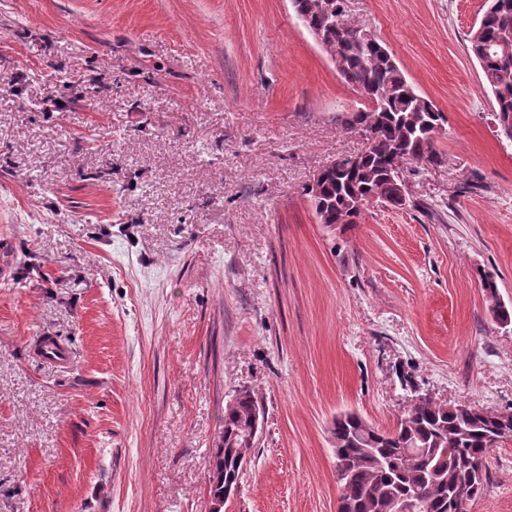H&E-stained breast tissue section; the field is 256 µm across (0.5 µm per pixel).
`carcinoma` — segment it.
<instances>
[{"instance_id": "cac0c4a2", "label": "carcinoma", "mask_w": 512, "mask_h": 512, "mask_svg": "<svg viewBox=\"0 0 512 512\" xmlns=\"http://www.w3.org/2000/svg\"><path fill=\"white\" fill-rule=\"evenodd\" d=\"M345 0H292L296 12L321 24L329 33L326 52L340 63L344 82L365 98L366 105L343 117L344 124L373 137L355 156L341 157L319 173L317 193L310 195L320 224L352 225L374 201L391 202L393 180L401 164L438 167L443 155L435 148L445 117L431 101L416 94L392 54L381 41L362 45L345 20ZM512 35V0H486L480 21L468 33L470 50L480 64L495 99L501 133L512 132V57L503 58L498 43ZM479 287L492 309L512 322V312L499 301L492 274L479 273ZM257 402L242 390L224 409V447H246ZM333 454L346 468L339 484V512H401L412 501L420 512H466L457 491L481 496L488 482L486 460L493 449L512 443V424L499 422L496 411L469 403L423 400L381 429L353 412L333 418L329 429ZM210 471L216 499H224V475L241 479L235 457L214 455Z\"/></svg>"}]
</instances>
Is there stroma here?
Returning <instances> with one entry per match:
<instances>
[{
    "label": "stroma",
    "instance_id": "obj_1",
    "mask_svg": "<svg viewBox=\"0 0 512 512\" xmlns=\"http://www.w3.org/2000/svg\"><path fill=\"white\" fill-rule=\"evenodd\" d=\"M485 0H347L447 122L405 206L317 223L365 101L290 0H0V512H211L224 408L263 415L224 512H336L344 410L512 409V141ZM50 336L69 364L44 359ZM467 512H512V444ZM512 35V0H486L480 21L468 33L470 50L480 64L495 99L500 133L512 132V57L504 59L498 43ZM478 282L487 299L492 302V310H495L500 317L509 318V322H512L511 312L499 301L497 284L493 275L485 271L479 272Z\"/></svg>",
    "mask_w": 512,
    "mask_h": 512
}]
</instances>
